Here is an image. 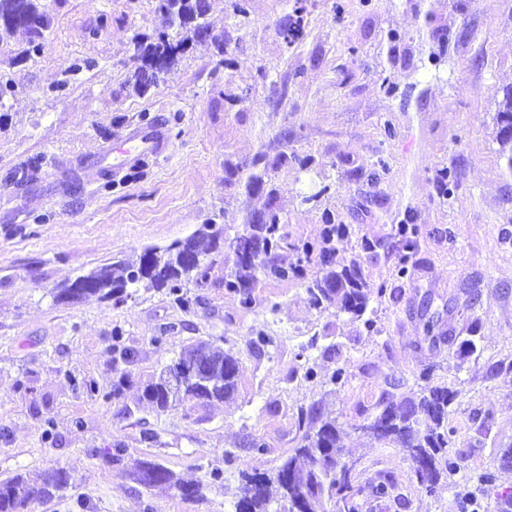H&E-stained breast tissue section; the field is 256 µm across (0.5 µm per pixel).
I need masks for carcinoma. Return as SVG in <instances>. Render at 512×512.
<instances>
[{
	"label": "carcinoma",
	"mask_w": 512,
	"mask_h": 512,
	"mask_svg": "<svg viewBox=\"0 0 512 512\" xmlns=\"http://www.w3.org/2000/svg\"><path fill=\"white\" fill-rule=\"evenodd\" d=\"M159 11L171 23L187 29L190 40L201 42L210 33L204 22L207 11L197 0H157ZM52 26L51 11L45 0H0V30L14 33L22 30L32 40L45 37ZM186 49L185 41L173 43L165 35L159 36L153 47H139L164 61V70L170 71L177 57ZM498 140L502 155L512 170V89L503 93L496 117ZM266 221L250 224V231L229 244L233 269L224 279V287L243 295L248 303L249 289L259 277L285 280L302 273L300 265L288 261L285 249L288 243L282 234V219L269 208L263 211ZM320 256L323 273L308 286L315 306L334 304L354 319H364L371 291L359 263L336 267L329 245L346 233V226L328 215ZM224 229L205 224L194 235L171 245L160 254L145 252L137 269L130 270L118 263L101 267L77 278L70 287L62 289L60 298L78 301L90 295L110 297L116 288H154L166 290L182 306L189 307L191 299L185 288L207 278V258L220 248ZM247 246L262 253V261L254 265L238 254L239 246ZM389 246L399 256L398 273L406 275L417 249V231L406 227L398 230ZM372 325V320L364 319ZM238 361L224 349L207 341H196L186 346L172 364L166 366L158 378L143 390V397L162 411L172 403L188 399L199 405L222 401L237 386ZM426 384L414 399L397 401L387 396L378 403L379 411L355 426L366 438L399 448L410 461V480L431 495L443 477H450L459 468L458 458L449 451L448 408L454 392L446 385L431 380V373L423 375ZM135 480L145 487L159 484H177L174 475L164 467L149 461L135 466ZM478 482L486 492H494L495 512H512V491L497 492L496 475L486 471ZM275 483L281 491V500L287 504L285 512H297L299 504L309 501L314 512H359V497L364 490L376 499L390 496L395 488L392 481H380L364 487L359 481L356 463L342 457L340 427L334 418L320 421L314 431L305 434L300 445L293 449L273 476L252 474L242 477L234 503L236 512H271L269 485ZM67 488L64 471L46 472L40 482L32 483L21 474L0 481V512H25L31 504L63 496Z\"/></svg>",
	"instance_id": "cac0c4a2"
}]
</instances>
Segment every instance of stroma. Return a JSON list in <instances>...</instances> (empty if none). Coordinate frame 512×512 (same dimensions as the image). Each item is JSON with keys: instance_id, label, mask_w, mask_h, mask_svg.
<instances>
[{"instance_id": "1", "label": "stroma", "mask_w": 512, "mask_h": 512, "mask_svg": "<svg viewBox=\"0 0 512 512\" xmlns=\"http://www.w3.org/2000/svg\"><path fill=\"white\" fill-rule=\"evenodd\" d=\"M47 2L38 50L0 34V480L65 471L64 496L30 512H234L241 474L273 471L323 414L363 482H395L359 512H460L462 492L512 447V170L496 123L512 87V0H307L289 47L277 28L295 0H247L244 18L209 0L212 40L188 43L142 94L128 85L138 43L187 36L156 0ZM160 118L166 154L113 175L105 148ZM260 154L280 163L251 196ZM269 206L298 246L321 245L324 214L347 224L333 258L360 263L372 327L313 306L315 254L301 277L259 281L249 304L225 289L228 241ZM406 222L419 236L403 276L388 243ZM205 224L226 244L190 307L143 287L59 301L78 277L138 265ZM429 320L449 342L431 343ZM198 339L237 359L236 391L158 411L144 387ZM428 371L455 393L460 467L457 490L432 495L399 449L354 431L386 392L418 393ZM137 461L176 485L143 488Z\"/></svg>"}]
</instances>
